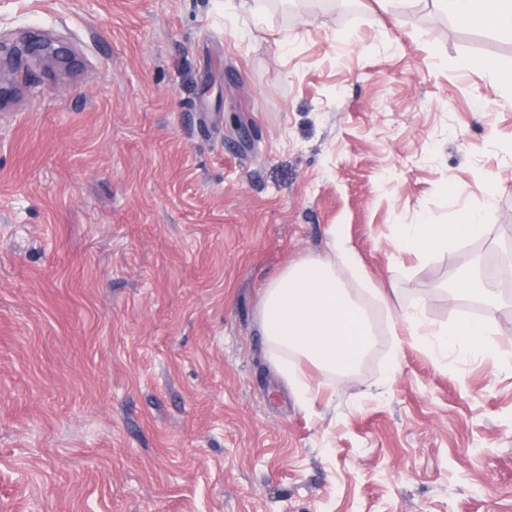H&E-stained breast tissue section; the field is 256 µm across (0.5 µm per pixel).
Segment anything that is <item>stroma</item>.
Returning <instances> with one entry per match:
<instances>
[{"mask_svg": "<svg viewBox=\"0 0 512 512\" xmlns=\"http://www.w3.org/2000/svg\"><path fill=\"white\" fill-rule=\"evenodd\" d=\"M0 512H512V55L431 0H0ZM481 205L487 236L400 250ZM342 225L370 281L497 353L390 335L350 377L270 359L268 281ZM461 64L472 70L490 69L494 71L501 80L510 83L512 76V57H501L494 60L463 58ZM454 290L460 296L478 298L488 306H493L497 297L494 278L479 263L456 278Z\"/></svg>", "mask_w": 512, "mask_h": 512, "instance_id": "35a3bbf8", "label": "stroma"}]
</instances>
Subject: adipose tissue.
Returning <instances> with one entry per match:
<instances>
[{
    "instance_id": "adipose-tissue-1",
    "label": "adipose tissue",
    "mask_w": 512,
    "mask_h": 512,
    "mask_svg": "<svg viewBox=\"0 0 512 512\" xmlns=\"http://www.w3.org/2000/svg\"><path fill=\"white\" fill-rule=\"evenodd\" d=\"M457 25L487 28L498 39L512 42V0H437ZM479 208L460 212L452 224H405L396 244L424 256L447 250L450 242L490 233ZM326 254L288 265L263 290L259 322L272 352L273 362L288 370L295 387L309 384L289 356L307 359L318 370L353 375L374 344V331L363 306L346 283L336 276L337 266L348 267L356 282H365L362 267L346 237L329 231ZM410 336L434 356L455 354L462 359L486 357L494 349L488 341L486 320H461L446 330L434 329L419 311L407 308L397 316Z\"/></svg>"
}]
</instances>
